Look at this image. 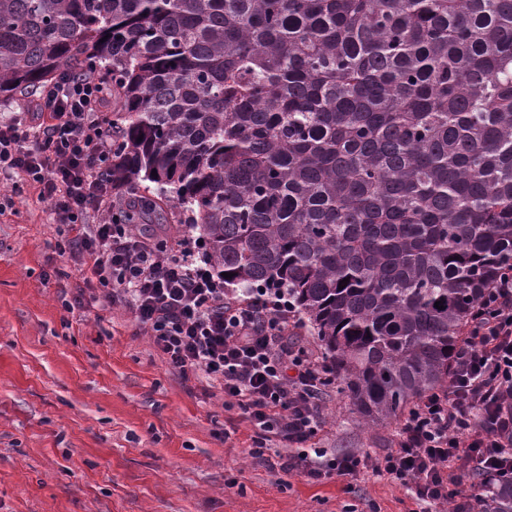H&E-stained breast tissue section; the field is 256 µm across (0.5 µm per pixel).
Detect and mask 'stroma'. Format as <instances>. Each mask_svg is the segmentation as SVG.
<instances>
[{
    "label": "stroma",
    "instance_id": "obj_1",
    "mask_svg": "<svg viewBox=\"0 0 512 512\" xmlns=\"http://www.w3.org/2000/svg\"><path fill=\"white\" fill-rule=\"evenodd\" d=\"M0 212V512H430L365 472L319 483L273 472L222 396L188 390L122 306L67 310L82 276L54 244L67 227L34 188ZM146 235L189 232L184 214L141 212ZM312 445L331 455L384 447L329 388ZM234 425L225 435V425Z\"/></svg>",
    "mask_w": 512,
    "mask_h": 512
}]
</instances>
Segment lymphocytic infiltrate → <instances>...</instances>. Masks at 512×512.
I'll return each mask as SVG.
<instances>
[{"instance_id":"obj_1","label":"lymphocytic infiltrate","mask_w":512,"mask_h":512,"mask_svg":"<svg viewBox=\"0 0 512 512\" xmlns=\"http://www.w3.org/2000/svg\"><path fill=\"white\" fill-rule=\"evenodd\" d=\"M105 76L60 70L34 111L0 122V179L38 192L68 234L55 249L83 276L74 308L121 305L183 382H217L254 437L248 455L272 471L318 481L386 476L443 512H475L467 481L512 478V262L475 304L447 388L424 395L400 419L393 447L375 454L279 455L273 444L302 445L324 423L329 385L324 357L300 349L287 293L227 289L189 234L147 238L120 223L126 199L104 175L112 163Z\"/></svg>"}]
</instances>
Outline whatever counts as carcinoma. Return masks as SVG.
Masks as SVG:
<instances>
[{
	"instance_id": "carcinoma-1",
	"label": "carcinoma",
	"mask_w": 512,
	"mask_h": 512,
	"mask_svg": "<svg viewBox=\"0 0 512 512\" xmlns=\"http://www.w3.org/2000/svg\"><path fill=\"white\" fill-rule=\"evenodd\" d=\"M64 68L120 89L112 182L288 289L366 425L448 384L512 260V0H0V97Z\"/></svg>"
}]
</instances>
